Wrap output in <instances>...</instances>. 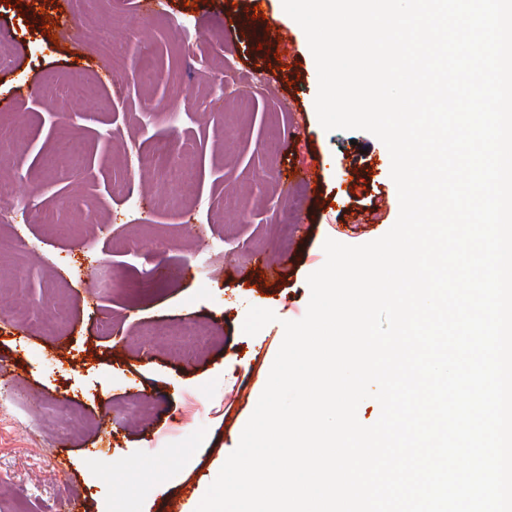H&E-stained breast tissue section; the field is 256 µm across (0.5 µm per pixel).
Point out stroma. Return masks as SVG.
<instances>
[{
    "label": "stroma",
    "mask_w": 512,
    "mask_h": 512,
    "mask_svg": "<svg viewBox=\"0 0 512 512\" xmlns=\"http://www.w3.org/2000/svg\"><path fill=\"white\" fill-rule=\"evenodd\" d=\"M233 0H0V90L37 97L0 111V178L17 224L0 251V512H180L202 500L263 392L283 321L307 310L309 274L334 239L360 245L399 214L386 146L325 131L303 29L290 69ZM51 34H44V27ZM91 92L76 105L67 88ZM224 106L209 108L215 96ZM316 165V191L280 170ZM390 207L375 224L355 215ZM379 210V209H378ZM283 259L281 278L264 259ZM167 279L140 287L155 261ZM277 319L243 331L249 307ZM205 322L215 339L180 356L166 333ZM66 455L67 468L58 465Z\"/></svg>",
    "instance_id": "obj_1"
}]
</instances>
